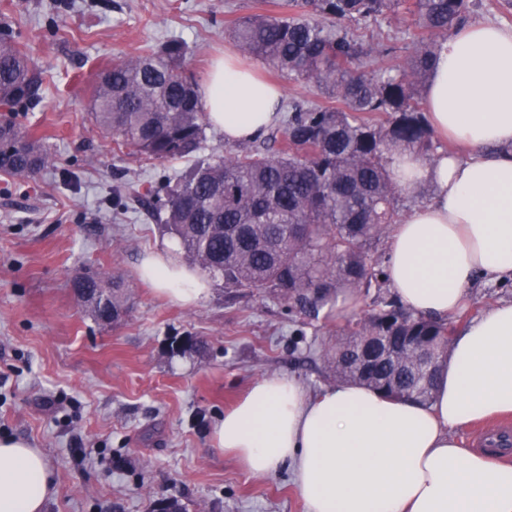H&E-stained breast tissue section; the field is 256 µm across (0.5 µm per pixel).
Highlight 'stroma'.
I'll return each mask as SVG.
<instances>
[{
	"label": "stroma",
	"mask_w": 512,
	"mask_h": 512,
	"mask_svg": "<svg viewBox=\"0 0 512 512\" xmlns=\"http://www.w3.org/2000/svg\"><path fill=\"white\" fill-rule=\"evenodd\" d=\"M283 2L0 0V21L41 70L40 102L22 123L55 158L27 182L0 174V436L47 453L56 490L45 512H153L170 496L186 512H304L288 472L248 475L213 428L258 380L326 385L324 350L376 291L340 299L312 325L272 294L220 282L192 307L155 294L140 263L168 236L140 197L193 161L121 153L88 108L91 73L170 40L187 46V69L204 82L233 46L226 26ZM417 31L409 15L362 27L363 41L391 49L372 69L403 64ZM84 271L121 274L129 315L89 317L70 287ZM187 335L207 353H172Z\"/></svg>",
	"instance_id": "stroma-1"
}]
</instances>
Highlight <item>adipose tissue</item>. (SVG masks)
<instances>
[{"instance_id": "obj_1", "label": "adipose tissue", "mask_w": 512, "mask_h": 512, "mask_svg": "<svg viewBox=\"0 0 512 512\" xmlns=\"http://www.w3.org/2000/svg\"><path fill=\"white\" fill-rule=\"evenodd\" d=\"M208 118L225 141L273 126L278 86L225 57L202 86ZM423 103L430 127L464 145L426 163L396 155L407 189L431 198L410 209L388 241V284L418 315L448 317L477 278L512 279V27L460 26L439 46ZM155 293L197 305L211 283L172 243L141 265ZM512 413V301L472 318L440 365L433 399L389 400L338 382L312 391L293 376L262 380L214 427L217 448L248 474L288 469L304 512H512V462L463 447L460 430ZM52 463L27 440L0 437V512H45Z\"/></svg>"}]
</instances>
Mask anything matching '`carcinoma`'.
Returning <instances> with one entry per match:
<instances>
[{
	"instance_id": "1",
	"label": "carcinoma",
	"mask_w": 512,
	"mask_h": 512,
	"mask_svg": "<svg viewBox=\"0 0 512 512\" xmlns=\"http://www.w3.org/2000/svg\"><path fill=\"white\" fill-rule=\"evenodd\" d=\"M287 7L278 16L237 20L229 35L244 57L304 79L336 105L288 103L277 153L254 148L199 161L149 190V206L202 273L226 288L271 292L312 323L340 294L386 285L374 243L404 217L389 158H433L422 86L439 47L434 36L466 22L469 0H288ZM403 13L415 15L420 30L405 63L363 71L376 49L357 30ZM186 57V46L174 40L100 73L91 115L101 134L158 161L201 150L208 122ZM40 86V71L1 22L0 173L34 179L52 164L51 150L18 120L39 102ZM71 288L95 321L114 323L127 313L119 276L84 273ZM453 326L389 298L339 329L323 356L326 376L426 404L429 365L415 362L407 344L424 340L439 363ZM390 375L395 391L380 386Z\"/></svg>"
}]
</instances>
